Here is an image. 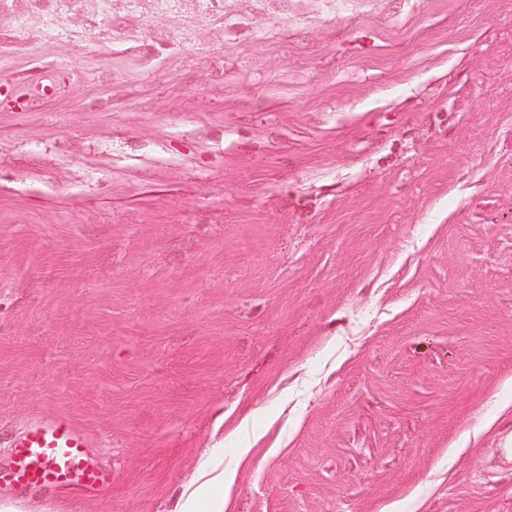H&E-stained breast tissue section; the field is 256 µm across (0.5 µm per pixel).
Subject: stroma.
I'll use <instances>...</instances> for the list:
<instances>
[{
	"instance_id": "1",
	"label": "stroma",
	"mask_w": 512,
	"mask_h": 512,
	"mask_svg": "<svg viewBox=\"0 0 512 512\" xmlns=\"http://www.w3.org/2000/svg\"><path fill=\"white\" fill-rule=\"evenodd\" d=\"M2 93L0 502L512 512V0H0ZM87 433L70 417L40 414L27 418L10 448L13 480L30 485L95 492L110 486L112 471L91 456ZM235 480L234 472L222 471L218 476L201 482L193 491H191L183 500L179 511L177 512H200L202 506H207V512H223L226 505V498L229 489ZM218 484L224 493L220 497L208 496L209 491Z\"/></svg>"
}]
</instances>
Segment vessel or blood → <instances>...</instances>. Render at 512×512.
<instances>
[{"label": "vessel or blood", "instance_id": "b4317fda", "mask_svg": "<svg viewBox=\"0 0 512 512\" xmlns=\"http://www.w3.org/2000/svg\"><path fill=\"white\" fill-rule=\"evenodd\" d=\"M87 433L70 417L40 414L27 418L11 445L15 482L95 492L110 486L111 470L91 456Z\"/></svg>", "mask_w": 512, "mask_h": 512}]
</instances>
